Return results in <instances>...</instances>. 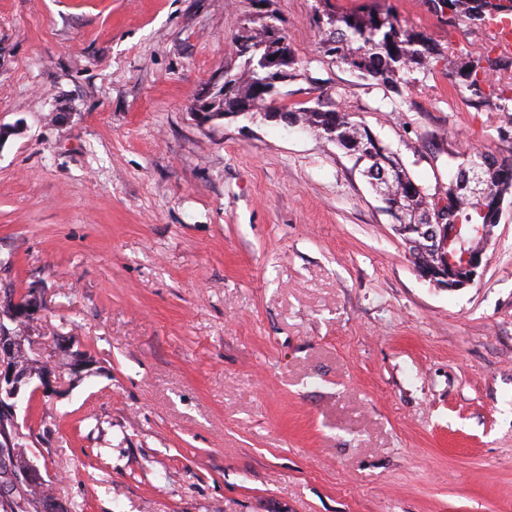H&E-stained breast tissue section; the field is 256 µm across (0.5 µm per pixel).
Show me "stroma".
Segmentation results:
<instances>
[{
  "mask_svg": "<svg viewBox=\"0 0 512 512\" xmlns=\"http://www.w3.org/2000/svg\"><path fill=\"white\" fill-rule=\"evenodd\" d=\"M268 8L282 102L350 113L428 193L512 159V49L428 0H0V292L96 360L34 399L28 453L77 512H512V196L451 291L335 144L196 113ZM360 8L440 59L350 70L317 19Z\"/></svg>",
  "mask_w": 512,
  "mask_h": 512,
  "instance_id": "stroma-1",
  "label": "stroma"
}]
</instances>
